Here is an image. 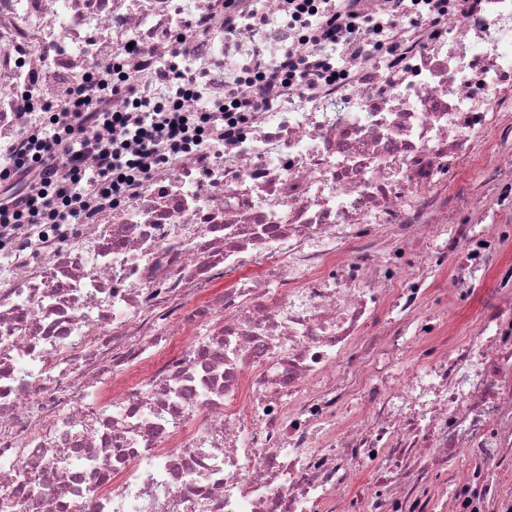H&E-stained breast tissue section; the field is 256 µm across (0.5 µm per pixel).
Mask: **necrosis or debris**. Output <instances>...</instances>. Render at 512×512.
<instances>
[{
	"instance_id": "1",
	"label": "necrosis or debris",
	"mask_w": 512,
	"mask_h": 512,
	"mask_svg": "<svg viewBox=\"0 0 512 512\" xmlns=\"http://www.w3.org/2000/svg\"><path fill=\"white\" fill-rule=\"evenodd\" d=\"M128 76L209 145L0 223V512H512V0H0V170Z\"/></svg>"
}]
</instances>
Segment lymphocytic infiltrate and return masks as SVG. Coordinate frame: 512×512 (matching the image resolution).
<instances>
[{
	"label": "lymphocytic infiltrate",
	"mask_w": 512,
	"mask_h": 512,
	"mask_svg": "<svg viewBox=\"0 0 512 512\" xmlns=\"http://www.w3.org/2000/svg\"><path fill=\"white\" fill-rule=\"evenodd\" d=\"M75 95L79 102L95 99L99 105L93 110L73 109L65 131L46 125L39 137L38 153L30 154L25 148H18L17 182L0 192L1 221L67 223L71 202L56 191L54 184L58 181L73 183L91 193L102 188L116 198L126 191L128 182L124 175L133 168V158L103 148L87 138L85 130L101 123L111 133L142 142L147 138L144 128L123 115L112 113L106 103L99 101V90L93 83H83ZM89 154L94 155L95 165L78 167V160Z\"/></svg>",
	"instance_id": "f902f5d3"
}]
</instances>
